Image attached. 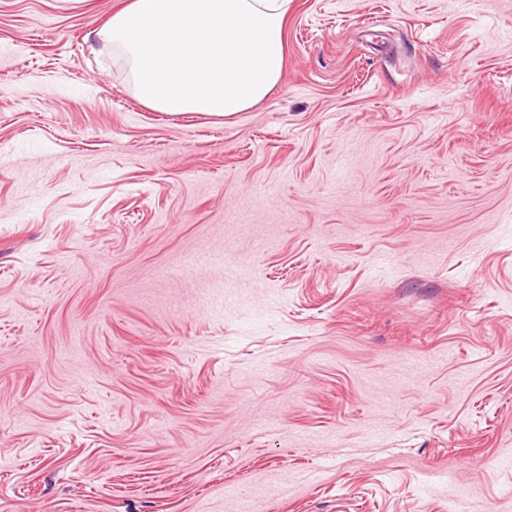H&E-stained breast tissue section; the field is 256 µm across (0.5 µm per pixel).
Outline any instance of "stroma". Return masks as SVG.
Masks as SVG:
<instances>
[{
    "label": "stroma",
    "mask_w": 512,
    "mask_h": 512,
    "mask_svg": "<svg viewBox=\"0 0 512 512\" xmlns=\"http://www.w3.org/2000/svg\"><path fill=\"white\" fill-rule=\"evenodd\" d=\"M126 2L0 0V512H512V0H291L230 117Z\"/></svg>",
    "instance_id": "obj_1"
}]
</instances>
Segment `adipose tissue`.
<instances>
[{
  "instance_id": "adipose-tissue-1",
  "label": "adipose tissue",
  "mask_w": 512,
  "mask_h": 512,
  "mask_svg": "<svg viewBox=\"0 0 512 512\" xmlns=\"http://www.w3.org/2000/svg\"><path fill=\"white\" fill-rule=\"evenodd\" d=\"M290 0H129L100 32L139 101L169 114L242 112L278 84Z\"/></svg>"
}]
</instances>
